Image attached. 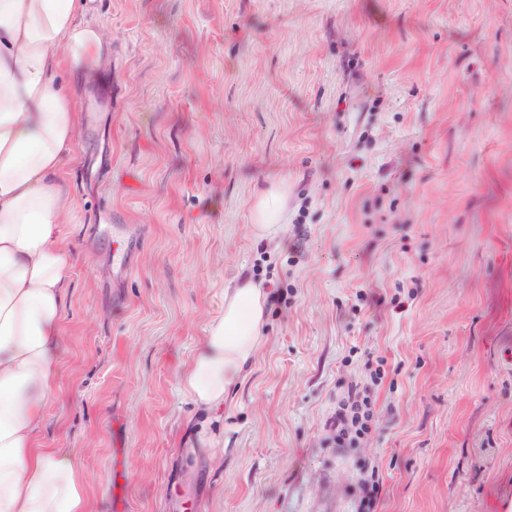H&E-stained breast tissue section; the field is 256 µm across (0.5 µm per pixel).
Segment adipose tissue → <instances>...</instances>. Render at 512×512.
I'll return each mask as SVG.
<instances>
[{"mask_svg": "<svg viewBox=\"0 0 512 512\" xmlns=\"http://www.w3.org/2000/svg\"><path fill=\"white\" fill-rule=\"evenodd\" d=\"M93 0H0V512H87L74 449L37 444L62 351L69 256L61 167L82 121L78 101L110 63L112 44L90 20ZM285 187L251 204L258 236L275 235ZM268 294L250 279L224 308L182 379L204 418L222 414L264 342Z\"/></svg>", "mask_w": 512, "mask_h": 512, "instance_id": "1", "label": "adipose tissue"}]
</instances>
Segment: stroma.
Masks as SVG:
<instances>
[{
	"label": "stroma",
	"mask_w": 512,
	"mask_h": 512,
	"mask_svg": "<svg viewBox=\"0 0 512 512\" xmlns=\"http://www.w3.org/2000/svg\"><path fill=\"white\" fill-rule=\"evenodd\" d=\"M64 352L39 431L88 512H512V0H94ZM288 183L277 236L250 202ZM285 302L232 404L182 376L224 287ZM385 376L371 385L368 365ZM370 388L371 433L329 422ZM210 447L190 453L199 438ZM382 481L380 480L379 469L372 466L371 469L366 468L364 475L360 480L361 497L359 502V512H373L376 506Z\"/></svg>",
	"instance_id": "stroma-1"
}]
</instances>
